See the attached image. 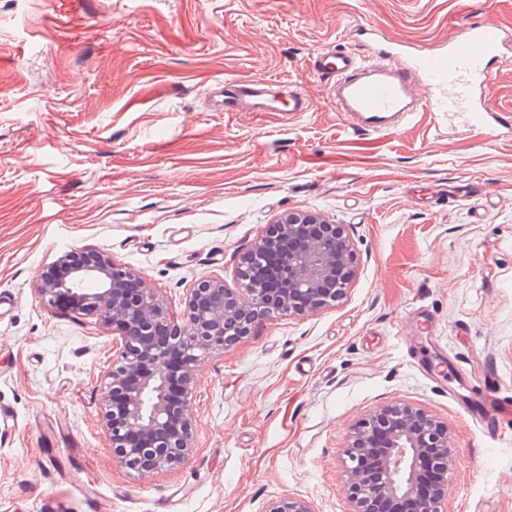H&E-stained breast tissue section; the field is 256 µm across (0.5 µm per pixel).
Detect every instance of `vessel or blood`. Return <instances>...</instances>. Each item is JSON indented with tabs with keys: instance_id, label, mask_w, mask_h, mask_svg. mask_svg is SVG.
I'll return each mask as SVG.
<instances>
[{
	"instance_id": "vessel-or-blood-1",
	"label": "vessel or blood",
	"mask_w": 512,
	"mask_h": 512,
	"mask_svg": "<svg viewBox=\"0 0 512 512\" xmlns=\"http://www.w3.org/2000/svg\"><path fill=\"white\" fill-rule=\"evenodd\" d=\"M363 34L373 45L369 58L328 49L311 64L315 73L331 78V105L353 131H393L417 112L462 118L488 138L512 129V118L492 109L487 98L492 68L502 58L506 42L512 40V34L499 24H471L430 53L405 43H378L374 30L368 27ZM417 80L425 86V96L414 93ZM224 98L238 112L279 117L298 116L308 110L302 97L291 96L283 104L255 83L225 86Z\"/></svg>"
}]
</instances>
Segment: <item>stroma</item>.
I'll use <instances>...</instances> for the list:
<instances>
[{
  "mask_svg": "<svg viewBox=\"0 0 512 512\" xmlns=\"http://www.w3.org/2000/svg\"><path fill=\"white\" fill-rule=\"evenodd\" d=\"M486 20L512 31V0H0V512H354L344 442L398 403L449 428L441 512H512V417L491 437L467 410L491 381L512 397V135L425 113L356 134L308 68L369 55L364 25L431 52ZM249 80L308 112L220 111L216 83ZM289 212L345 225L343 297L197 364L186 464H118L99 411L112 337L41 302L38 273L102 251L178 317L197 280L235 287Z\"/></svg>",
  "mask_w": 512,
  "mask_h": 512,
  "instance_id": "obj_1",
  "label": "stroma"
}]
</instances>
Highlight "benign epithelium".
I'll return each instance as SVG.
<instances>
[{
    "instance_id": "obj_1",
    "label": "benign epithelium",
    "mask_w": 512,
    "mask_h": 512,
    "mask_svg": "<svg viewBox=\"0 0 512 512\" xmlns=\"http://www.w3.org/2000/svg\"><path fill=\"white\" fill-rule=\"evenodd\" d=\"M284 237L297 239L300 250L281 255L285 284L270 288L252 278V266L274 246L269 231L240 257L238 288L224 280L203 279L189 289L182 317L173 316L166 300L144 277L100 251L91 259L60 256L41 271L35 290L44 303L74 314L93 316L117 336L112 368L104 375L100 409L113 455L123 466L141 458V475L178 467L193 453L192 399L195 366L202 357L222 352L247 335L260 320L279 315L303 316L339 299L357 270V254L343 225L313 213L290 212L276 222ZM182 359L183 395L179 415L169 402L172 357ZM386 430L387 452L381 478H368L367 448ZM349 489L355 512H378L389 499L392 512H441L448 490L453 446L448 425L405 404L384 406L358 422L344 447ZM439 472L428 493L418 491L422 466ZM412 508H406L407 503ZM266 512H311L300 499L271 503Z\"/></svg>"
}]
</instances>
